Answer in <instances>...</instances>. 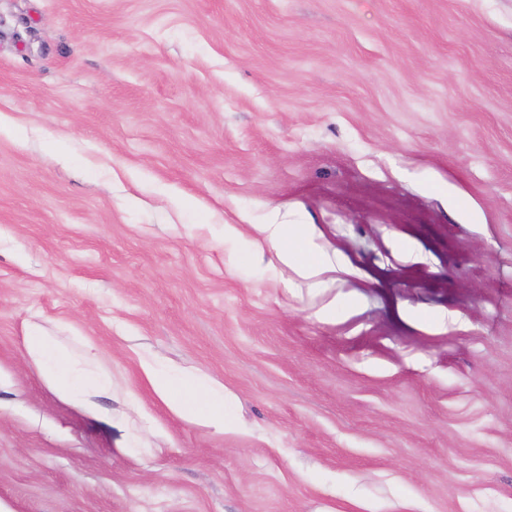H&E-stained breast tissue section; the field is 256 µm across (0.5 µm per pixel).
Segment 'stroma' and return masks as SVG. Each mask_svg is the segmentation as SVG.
I'll return each instance as SVG.
<instances>
[{"label":"stroma","mask_w":512,"mask_h":512,"mask_svg":"<svg viewBox=\"0 0 512 512\" xmlns=\"http://www.w3.org/2000/svg\"><path fill=\"white\" fill-rule=\"evenodd\" d=\"M0 121V512H512V0H0ZM257 231L275 252L277 259L294 269L296 274L311 280L312 288L322 287L317 277L329 267H336V253L312 244L313 225L288 224L281 219L279 210L271 213L268 224L256 225ZM25 351L40 373L62 396L72 402L92 407V398H112V382L102 378L93 368L94 355L85 352L75 356L51 336L32 325L24 336ZM155 395L167 403L178 416L190 422H202L224 429V392L198 384L195 377L152 358L143 362Z\"/></svg>","instance_id":"1"}]
</instances>
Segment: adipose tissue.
<instances>
[{"instance_id":"obj_1","label":"adipose tissue","mask_w":512,"mask_h":512,"mask_svg":"<svg viewBox=\"0 0 512 512\" xmlns=\"http://www.w3.org/2000/svg\"><path fill=\"white\" fill-rule=\"evenodd\" d=\"M257 230L274 251L277 259L319 287V275L335 266L336 259L312 243L313 227L290 224L279 212H272L268 223ZM25 351L44 378L62 396L81 406H91L93 397L112 395L111 382L93 368L94 357L74 355L38 327H30L24 338ZM143 368L155 395L178 416L221 429L227 424L223 392L198 384L192 374L164 365L157 360L144 362Z\"/></svg>"}]
</instances>
